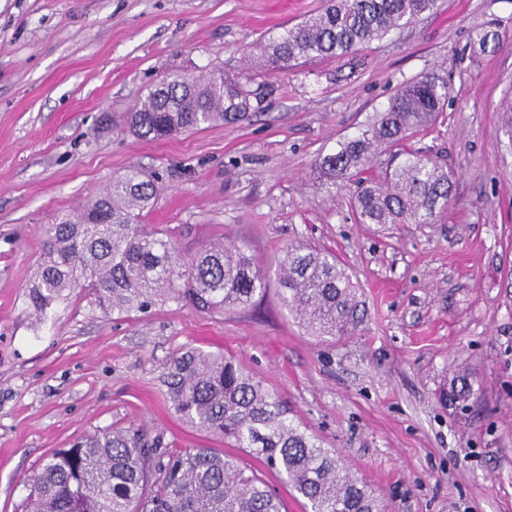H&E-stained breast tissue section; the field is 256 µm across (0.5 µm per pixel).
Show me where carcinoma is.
<instances>
[{
    "mask_svg": "<svg viewBox=\"0 0 512 512\" xmlns=\"http://www.w3.org/2000/svg\"><path fill=\"white\" fill-rule=\"evenodd\" d=\"M443 0H324L316 13L265 41L258 67L286 71L300 59L345 56L441 8ZM499 40L482 29L473 47ZM252 79L171 74L129 113L133 132L159 139L204 124L238 121L252 110ZM448 87L428 76L404 83L357 136L337 143L316 168L321 185L357 187L360 224H435L454 204L455 174L407 143L433 125ZM158 189L133 168L75 213L38 228L44 257L28 279L25 304L44 317L79 290L129 315L165 303L205 314L245 309L269 282L246 248L218 239L186 253L171 231L141 223ZM280 301L327 342L355 335L365 308L357 286L328 251L290 246L277 259ZM172 409L193 427L261 458L307 500L310 512H386L335 450L290 420L276 395L222 352L186 346L162 377ZM480 384L457 371L440 400L460 408ZM26 512H281L266 482L213 448L172 451L128 429L100 430L52 452L29 479Z\"/></svg>",
    "mask_w": 512,
    "mask_h": 512,
    "instance_id": "obj_1",
    "label": "carcinoma"
}]
</instances>
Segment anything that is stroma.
Listing matches in <instances>:
<instances>
[{
    "instance_id": "stroma-1",
    "label": "stroma",
    "mask_w": 512,
    "mask_h": 512,
    "mask_svg": "<svg viewBox=\"0 0 512 512\" xmlns=\"http://www.w3.org/2000/svg\"><path fill=\"white\" fill-rule=\"evenodd\" d=\"M321 5L0 0V512H22L47 454L113 426L237 454L284 512H307L259 458L170 408L161 375L184 346L234 357L387 512H512V0H445L346 56L266 72L258 106L233 124L164 139L124 124L165 76L238 74L245 48ZM490 22L500 44L476 51ZM425 74L448 99L413 145L455 171L456 201L436 224L356 223L351 189L313 169ZM135 167L160 189L144 223L189 252L218 236L246 245L267 292L212 316L173 303L119 315L76 293L36 322L24 289L43 256L38 226ZM298 243L334 253L359 285L356 335L320 341L282 307L272 260ZM457 368L482 393L453 410L438 392Z\"/></svg>"
}]
</instances>
